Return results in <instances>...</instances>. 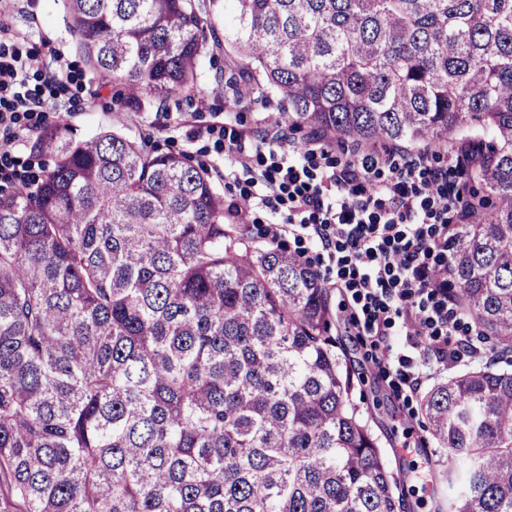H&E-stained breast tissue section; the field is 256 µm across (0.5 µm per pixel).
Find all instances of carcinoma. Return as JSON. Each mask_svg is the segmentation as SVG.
<instances>
[{"label": "carcinoma", "instance_id": "obj_1", "mask_svg": "<svg viewBox=\"0 0 512 512\" xmlns=\"http://www.w3.org/2000/svg\"><path fill=\"white\" fill-rule=\"evenodd\" d=\"M102 86L135 112L204 93L224 27L278 127L328 145H461L475 185L446 273L489 359L435 384L423 445L448 512H512V0H68ZM54 165L0 191V512H400L350 402L330 291L255 243L212 173L104 129H40ZM433 271L437 276L442 273Z\"/></svg>", "mask_w": 512, "mask_h": 512}]
</instances>
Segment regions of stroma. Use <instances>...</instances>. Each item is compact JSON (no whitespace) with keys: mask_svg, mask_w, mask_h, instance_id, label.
Listing matches in <instances>:
<instances>
[{"mask_svg":"<svg viewBox=\"0 0 512 512\" xmlns=\"http://www.w3.org/2000/svg\"><path fill=\"white\" fill-rule=\"evenodd\" d=\"M10 33L0 50L19 55H38L41 64L30 69L27 87L46 99L50 111L45 119L22 115L23 134L15 143L7 171L14 174L37 159L31 149L43 123L61 122L75 137L85 138L102 128L124 129L129 135H152L163 151L184 152L209 168L225 203L243 205L253 189L252 178L272 164L267 147L252 152L250 167L225 175L231 161L226 147L231 132L241 131L253 139L270 133L269 118L278 114L277 102H265L257 94L245 95L237 104L224 98L223 75L231 62L222 51H215V68L207 69L208 85L204 96L194 99L172 98L169 109L129 112L123 107L116 88L99 86L88 69L77 40L70 28L63 0H0V30ZM63 71L59 82L47 76ZM330 290L334 322L331 333L347 351L355 372L352 400L368 414L375 435L388 451L389 466L404 487L403 512H435L437 505L448 502L446 475L448 457L435 447H421L427 422L419 404L424 394L451 373L449 365L434 356L420 353L398 342L388 362L377 363L379 349L375 337L365 335L347 322L353 307L351 295L336 285V277L324 275Z\"/></svg>","mask_w":512,"mask_h":512,"instance_id":"1","label":"stroma"}]
</instances>
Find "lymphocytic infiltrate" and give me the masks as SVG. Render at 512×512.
Masks as SVG:
<instances>
[{"mask_svg": "<svg viewBox=\"0 0 512 512\" xmlns=\"http://www.w3.org/2000/svg\"><path fill=\"white\" fill-rule=\"evenodd\" d=\"M34 58L0 60V132L7 141L20 135L18 108L30 106L22 93L23 73ZM379 158L370 151L327 166L318 185L295 154L282 151L279 163L264 174L255 197L275 215L269 240L289 231L326 252L364 318V329L384 336L393 328L415 337L436 359L460 361L474 348L460 337V320L448 305V283L431 276L434 255L448 250V215L460 212L448 187V173L427 167L424 155L391 163L378 179Z\"/></svg>", "mask_w": 512, "mask_h": 512, "instance_id": "obj_1", "label": "lymphocytic infiltrate"}]
</instances>
